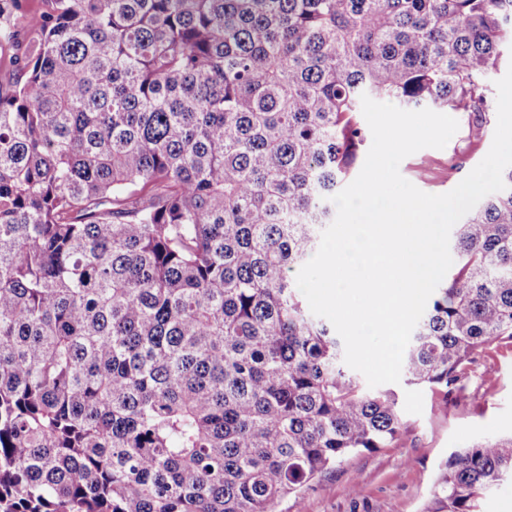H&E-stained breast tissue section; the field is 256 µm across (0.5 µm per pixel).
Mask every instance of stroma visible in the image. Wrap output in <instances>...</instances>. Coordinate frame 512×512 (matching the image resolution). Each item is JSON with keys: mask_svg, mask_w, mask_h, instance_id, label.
Listing matches in <instances>:
<instances>
[{"mask_svg": "<svg viewBox=\"0 0 512 512\" xmlns=\"http://www.w3.org/2000/svg\"><path fill=\"white\" fill-rule=\"evenodd\" d=\"M459 130L442 149L424 148L400 164L420 190H452L486 156L494 126ZM403 427L395 444L351 454L318 476L277 512H423L437 469L473 440L512 431V344L490 345L471 365L464 392L442 398L429 389L395 384Z\"/></svg>", "mask_w": 512, "mask_h": 512, "instance_id": "1", "label": "stroma"}]
</instances>
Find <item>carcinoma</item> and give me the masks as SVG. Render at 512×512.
Segmentation results:
<instances>
[{"label":"carcinoma","mask_w":512,"mask_h":512,"mask_svg":"<svg viewBox=\"0 0 512 512\" xmlns=\"http://www.w3.org/2000/svg\"><path fill=\"white\" fill-rule=\"evenodd\" d=\"M25 0H0V50ZM0 95V512H276L391 446L290 272L367 139L361 96L463 112L512 0H49ZM453 227L404 357L447 397L512 343V169ZM512 432L442 463L425 512H479Z\"/></svg>","instance_id":"obj_1"}]
</instances>
